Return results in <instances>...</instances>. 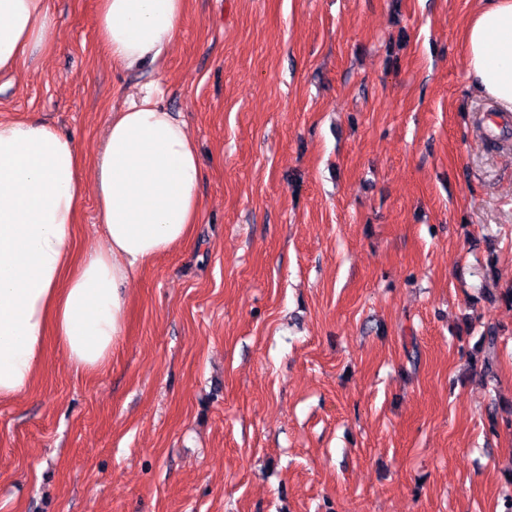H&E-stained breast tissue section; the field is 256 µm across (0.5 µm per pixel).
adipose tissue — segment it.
<instances>
[{"label": "adipose tissue", "instance_id": "adipose-tissue-1", "mask_svg": "<svg viewBox=\"0 0 512 512\" xmlns=\"http://www.w3.org/2000/svg\"><path fill=\"white\" fill-rule=\"evenodd\" d=\"M189 0H97L96 31L119 70L155 67L180 35ZM50 0H0V71L47 61ZM472 88L512 112V0H480L462 34ZM200 160L185 122L145 86L113 110L102 150L85 163L75 138L34 121H0V401L32 385L48 343L93 372L125 328L136 273L193 235ZM93 193L101 245L73 254Z\"/></svg>", "mask_w": 512, "mask_h": 512}]
</instances>
